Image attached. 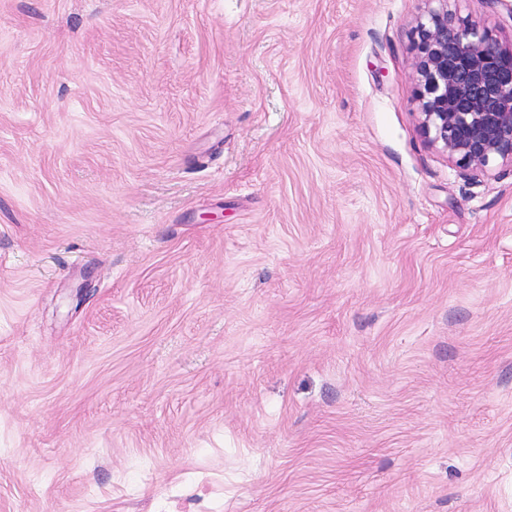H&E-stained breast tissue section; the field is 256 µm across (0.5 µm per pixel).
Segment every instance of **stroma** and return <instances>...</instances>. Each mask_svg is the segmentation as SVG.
<instances>
[{
    "mask_svg": "<svg viewBox=\"0 0 512 512\" xmlns=\"http://www.w3.org/2000/svg\"><path fill=\"white\" fill-rule=\"evenodd\" d=\"M432 7L0 0V512H512V165L423 136Z\"/></svg>",
    "mask_w": 512,
    "mask_h": 512,
    "instance_id": "stroma-1",
    "label": "stroma"
}]
</instances>
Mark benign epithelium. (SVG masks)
Instances as JSON below:
<instances>
[{"instance_id": "7a95c632", "label": "benign epithelium", "mask_w": 512, "mask_h": 512, "mask_svg": "<svg viewBox=\"0 0 512 512\" xmlns=\"http://www.w3.org/2000/svg\"><path fill=\"white\" fill-rule=\"evenodd\" d=\"M417 30L421 129L448 160L482 172L512 164V47L487 22L456 17L444 4Z\"/></svg>"}]
</instances>
